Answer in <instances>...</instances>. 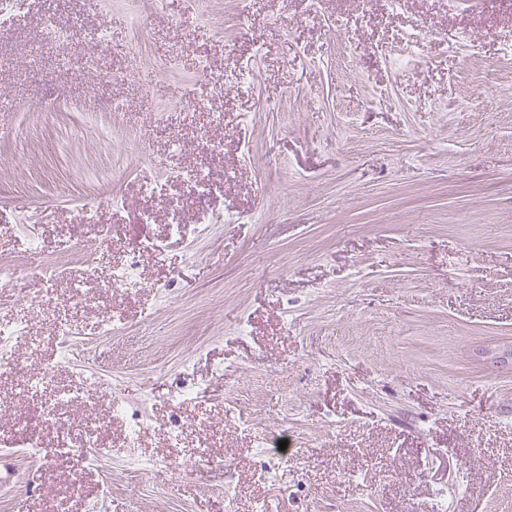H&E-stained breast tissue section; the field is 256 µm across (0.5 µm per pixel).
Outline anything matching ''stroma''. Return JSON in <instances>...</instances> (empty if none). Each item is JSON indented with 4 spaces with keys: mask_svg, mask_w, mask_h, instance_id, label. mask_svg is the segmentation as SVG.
<instances>
[{
    "mask_svg": "<svg viewBox=\"0 0 512 512\" xmlns=\"http://www.w3.org/2000/svg\"><path fill=\"white\" fill-rule=\"evenodd\" d=\"M46 15L82 37L54 50ZM412 28L424 53L398 56ZM508 42L512 0H27L0 28V258L40 224L61 273L7 349L55 371L36 392L0 376V458L60 389L82 397L58 416L104 447L128 428L113 399L142 433L139 465L95 467L44 429L0 506L88 512L109 485L119 512H422L443 491L448 512H512V365L493 359L512 347ZM236 63L248 81L215 91ZM146 239L163 254L136 257ZM82 249L101 282L139 261L137 284L75 305ZM262 440L282 453L270 481ZM161 457L179 473L148 469Z\"/></svg>",
    "mask_w": 512,
    "mask_h": 512,
    "instance_id": "obj_1",
    "label": "stroma"
}]
</instances>
